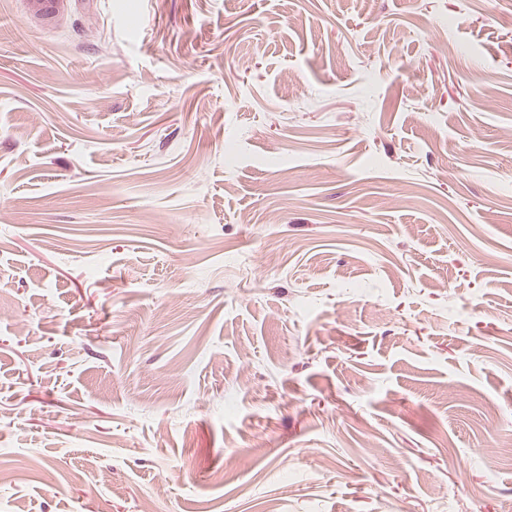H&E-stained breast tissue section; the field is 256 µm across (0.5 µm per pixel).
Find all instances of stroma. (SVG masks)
Here are the masks:
<instances>
[{
  "mask_svg": "<svg viewBox=\"0 0 512 512\" xmlns=\"http://www.w3.org/2000/svg\"><path fill=\"white\" fill-rule=\"evenodd\" d=\"M512 0H0V512H512ZM27 2L33 17L49 20L61 15L70 0H27Z\"/></svg>",
  "mask_w": 512,
  "mask_h": 512,
  "instance_id": "35a3bbf8",
  "label": "stroma"
}]
</instances>
